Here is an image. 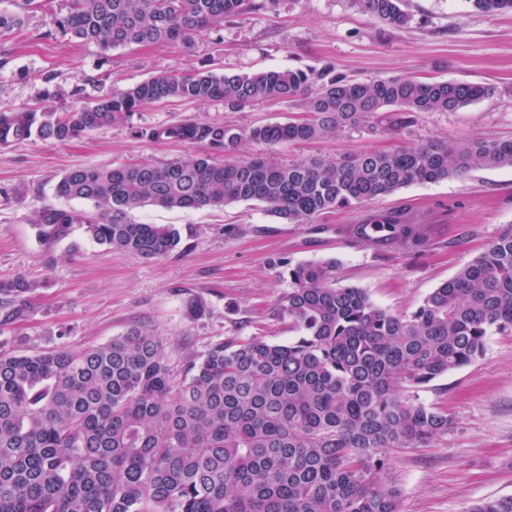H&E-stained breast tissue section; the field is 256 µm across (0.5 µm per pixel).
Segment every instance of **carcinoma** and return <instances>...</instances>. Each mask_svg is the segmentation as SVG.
I'll list each match as a JSON object with an SVG mask.
<instances>
[{
  "mask_svg": "<svg viewBox=\"0 0 512 512\" xmlns=\"http://www.w3.org/2000/svg\"><path fill=\"white\" fill-rule=\"evenodd\" d=\"M382 21L408 22L401 0H360ZM485 12H512V0H473ZM249 0H69L45 38L128 45L190 42L242 16ZM0 9V39L25 26ZM64 112L0 109V146L35 138L66 143L160 102H303L307 117L248 130L211 122L137 127L150 141L206 145L210 155L164 164L78 167L55 196L92 204L94 214L45 205L33 224L43 240L86 225L97 244L147 259L181 242L172 224H141L145 206L169 210L263 204L286 224L358 209L412 184L512 169V139H428L390 151L281 164L265 154L238 156L242 141L271 151L286 143L337 139L353 131L395 132L429 112L458 110L489 88L401 76L358 81L319 68L256 74L200 71L156 74L112 96L81 100ZM431 224L405 209L368 210L350 226L376 250L429 245ZM288 268L291 290L274 312L297 336L213 343L202 359L174 370L153 329L124 334L79 353L0 354V512H398L399 491L380 482L392 448L448 433L446 411L419 400L433 380L482 356L488 336L512 335V224L483 252L396 315L358 287L336 282V261ZM38 284L0 283L7 321ZM468 512H512V496Z\"/></svg>",
  "mask_w": 512,
  "mask_h": 512,
  "instance_id": "1",
  "label": "carcinoma"
}]
</instances>
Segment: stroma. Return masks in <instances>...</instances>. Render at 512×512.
Listing matches in <instances>:
<instances>
[{
    "mask_svg": "<svg viewBox=\"0 0 512 512\" xmlns=\"http://www.w3.org/2000/svg\"><path fill=\"white\" fill-rule=\"evenodd\" d=\"M67 7L68 0H48L45 8L30 10L21 34L0 40V108L45 105L61 112L72 105L77 86L91 102L155 74H254L329 62L360 81L400 75L478 83L492 92L454 112L427 113L397 135L351 132L284 144L271 153L277 161L385 150L430 138H512V13H486L471 0H403L409 21L402 27L379 21L360 0H279L188 44L107 51L93 42L42 38L50 14ZM48 87L53 97H45ZM303 114L302 103L288 100L239 110L220 101L168 102L70 142L0 147V282L23 276L39 284L18 315L0 325V353L81 351L136 324L160 336L176 368L229 337L288 342L292 331L273 314L275 301L289 289L287 274L273 265L279 258L292 265L336 259L341 285L364 289L375 304L407 314L512 224V169H495L413 185L371 202L374 210L405 205L435 218L431 244L421 251L359 245L348 231L360 216L356 210L329 213L312 224H285L253 202L135 211L136 221L172 224L181 233L178 248L156 259L100 246L81 224L58 241L37 237L32 218L43 205L90 210L88 202L54 194L71 169L159 164L206 151L201 144L140 139L133 128L192 119L245 130ZM194 298L206 305L197 319L186 312ZM419 395L444 407L451 425L426 445L392 453L381 480L398 488L399 512H469L482 500L512 496V336L492 334L482 357L432 381Z\"/></svg>",
    "mask_w": 512,
    "mask_h": 512,
    "instance_id": "stroma-1",
    "label": "stroma"
}]
</instances>
